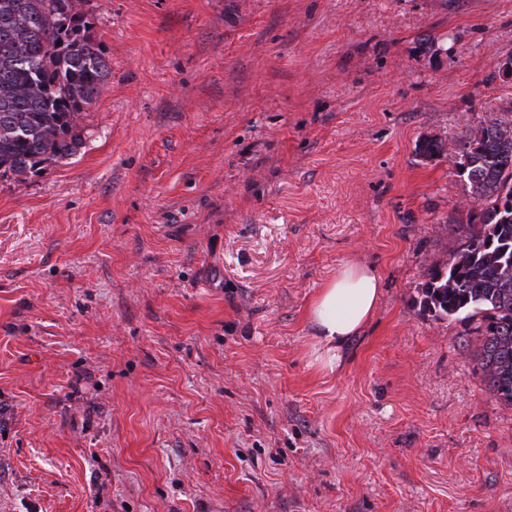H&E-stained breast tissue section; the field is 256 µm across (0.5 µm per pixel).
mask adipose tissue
I'll use <instances>...</instances> for the list:
<instances>
[{
  "mask_svg": "<svg viewBox=\"0 0 512 512\" xmlns=\"http://www.w3.org/2000/svg\"><path fill=\"white\" fill-rule=\"evenodd\" d=\"M382 293V280L369 265L350 263L341 268L314 298L309 318L316 329L312 362L332 372L344 360L350 340L373 316Z\"/></svg>",
  "mask_w": 512,
  "mask_h": 512,
  "instance_id": "obj_1",
  "label": "adipose tissue"
}]
</instances>
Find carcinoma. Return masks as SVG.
Instances as JSON below:
<instances>
[{
    "label": "carcinoma",
    "mask_w": 512,
    "mask_h": 512,
    "mask_svg": "<svg viewBox=\"0 0 512 512\" xmlns=\"http://www.w3.org/2000/svg\"><path fill=\"white\" fill-rule=\"evenodd\" d=\"M109 75L94 22L74 0H0V176L75 155ZM447 151L438 138L420 146L428 159ZM456 153L477 208L456 251L422 284L419 305L437 319L475 322L472 371L512 407V118L479 122Z\"/></svg>",
    "instance_id": "obj_1"
}]
</instances>
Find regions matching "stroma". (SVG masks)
Here are the masks:
<instances>
[{"label":"stroma","mask_w":512,"mask_h":512,"mask_svg":"<svg viewBox=\"0 0 512 512\" xmlns=\"http://www.w3.org/2000/svg\"><path fill=\"white\" fill-rule=\"evenodd\" d=\"M79 152L0 178V512H512V408L424 314L512 114V0H78ZM383 288L340 369L310 305Z\"/></svg>","instance_id":"1"}]
</instances>
